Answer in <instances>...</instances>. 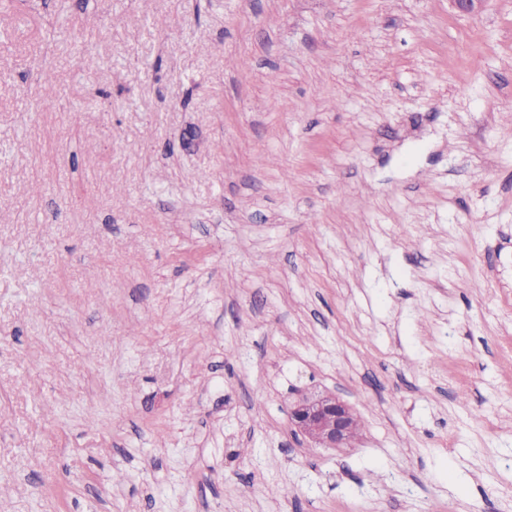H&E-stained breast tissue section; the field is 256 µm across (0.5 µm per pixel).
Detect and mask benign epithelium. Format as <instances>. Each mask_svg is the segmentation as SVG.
I'll return each mask as SVG.
<instances>
[{
  "instance_id": "obj_1",
  "label": "benign epithelium",
  "mask_w": 512,
  "mask_h": 512,
  "mask_svg": "<svg viewBox=\"0 0 512 512\" xmlns=\"http://www.w3.org/2000/svg\"><path fill=\"white\" fill-rule=\"evenodd\" d=\"M467 16L480 13L486 0H449ZM290 421L294 432L322 448H344L356 435V416L331 393L300 394L294 401Z\"/></svg>"
}]
</instances>
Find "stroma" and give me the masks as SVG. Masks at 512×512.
Masks as SVG:
<instances>
[{
	"label": "stroma",
	"mask_w": 512,
	"mask_h": 512,
	"mask_svg": "<svg viewBox=\"0 0 512 512\" xmlns=\"http://www.w3.org/2000/svg\"><path fill=\"white\" fill-rule=\"evenodd\" d=\"M509 123L512 0H0V512H512ZM356 416L331 393L300 394L290 421L294 432L322 448H344L356 435Z\"/></svg>",
	"instance_id": "obj_1"
}]
</instances>
